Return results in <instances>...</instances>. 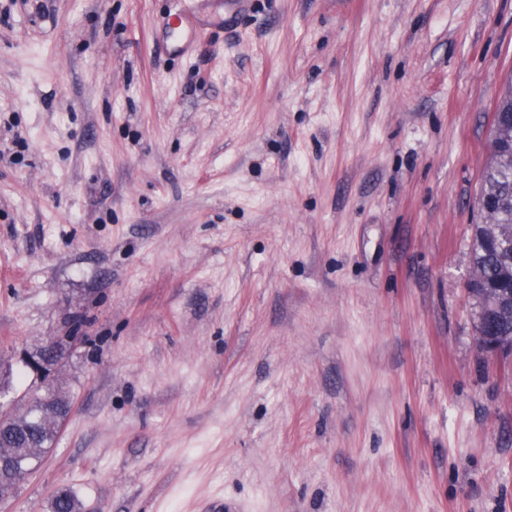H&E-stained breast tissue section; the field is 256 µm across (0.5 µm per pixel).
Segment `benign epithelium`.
Listing matches in <instances>:
<instances>
[{
  "mask_svg": "<svg viewBox=\"0 0 512 512\" xmlns=\"http://www.w3.org/2000/svg\"><path fill=\"white\" fill-rule=\"evenodd\" d=\"M503 281L508 287H484L482 270L472 262L466 291L472 294L474 300L473 327L477 350L483 357L493 358L500 365L512 368V334L498 333L501 318H512V274H506ZM75 342V336L52 339L47 344L52 354L39 352L29 355L24 358V364L38 378L44 379L62 362L66 344Z\"/></svg>",
  "mask_w": 512,
  "mask_h": 512,
  "instance_id": "1",
  "label": "benign epithelium"
}]
</instances>
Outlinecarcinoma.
<instances>
[{"mask_svg":"<svg viewBox=\"0 0 512 512\" xmlns=\"http://www.w3.org/2000/svg\"><path fill=\"white\" fill-rule=\"evenodd\" d=\"M479 195L493 199L490 209L482 211L486 224L512 225V153H493L481 175ZM471 255L483 270L485 286L490 288L502 277L503 269L512 262V247L484 245L482 227L472 225ZM48 411L46 399L34 393L22 413H11L10 430L0 432V451L14 454L7 472L0 473V495L7 479L20 478L23 472L41 462L55 440V433L45 428L44 415ZM53 512H76V503L66 489L59 490L53 499Z\"/></svg>","mask_w":512,"mask_h":512,"instance_id":"1","label":"carcinoma"}]
</instances>
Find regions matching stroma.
<instances>
[{
    "label": "stroma",
    "mask_w": 512,
    "mask_h": 512,
    "mask_svg": "<svg viewBox=\"0 0 512 512\" xmlns=\"http://www.w3.org/2000/svg\"><path fill=\"white\" fill-rule=\"evenodd\" d=\"M511 76L512 0H0V403L81 327L0 512H512L465 289ZM80 336H64L63 338L52 339L46 345L49 350H52L51 355L44 353H36L24 358V364L28 367L38 378L45 379L50 372L58 366L66 352V344L75 343ZM54 356V357H52Z\"/></svg>",
    "instance_id": "obj_1"
}]
</instances>
